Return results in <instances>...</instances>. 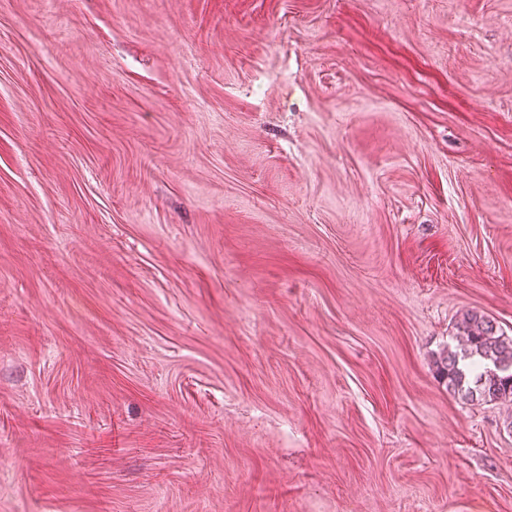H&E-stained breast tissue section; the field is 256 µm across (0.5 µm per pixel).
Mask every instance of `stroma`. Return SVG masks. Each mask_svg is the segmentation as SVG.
I'll return each mask as SVG.
<instances>
[{
	"instance_id": "1",
	"label": "stroma",
	"mask_w": 512,
	"mask_h": 512,
	"mask_svg": "<svg viewBox=\"0 0 512 512\" xmlns=\"http://www.w3.org/2000/svg\"><path fill=\"white\" fill-rule=\"evenodd\" d=\"M512 0H0V512H512ZM462 329L465 341L460 352L448 349L436 360L448 391L467 401L512 398V373L496 368L512 367V338L503 336L493 320L477 313L467 315Z\"/></svg>"
}]
</instances>
